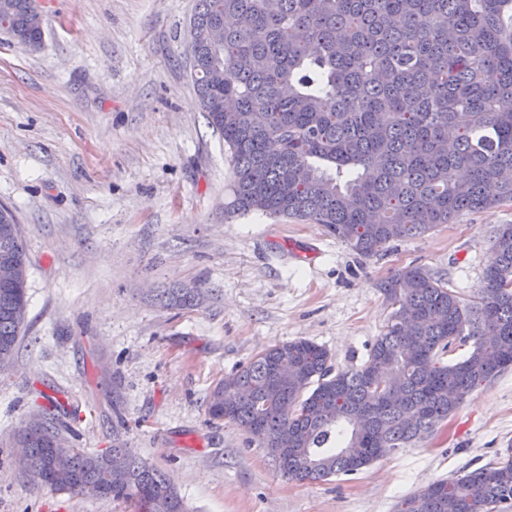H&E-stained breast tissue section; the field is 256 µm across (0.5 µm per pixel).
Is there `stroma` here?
<instances>
[{
  "mask_svg": "<svg viewBox=\"0 0 512 512\" xmlns=\"http://www.w3.org/2000/svg\"><path fill=\"white\" fill-rule=\"evenodd\" d=\"M40 48L0 33V206L29 255V305L0 372V512H135L56 493L15 462L56 405L75 447L121 438L185 512H393L404 497L512 448V369L433 434L324 482L288 480L206 398L257 353L307 339L362 366L390 314L378 284L416 265L476 296L512 202L363 258L319 224L228 208L234 169L190 77L197 0H37ZM197 282L171 309L163 289ZM200 288L196 284L169 289L165 294L167 306L177 309H192L198 305Z\"/></svg>",
  "mask_w": 512,
  "mask_h": 512,
  "instance_id": "stroma-1",
  "label": "stroma"
}]
</instances>
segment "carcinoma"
Listing matches in <instances>:
<instances>
[{"label":"carcinoma","mask_w":512,"mask_h":512,"mask_svg":"<svg viewBox=\"0 0 512 512\" xmlns=\"http://www.w3.org/2000/svg\"><path fill=\"white\" fill-rule=\"evenodd\" d=\"M36 0H0V32L37 48ZM189 51L208 125L234 167L230 208L310 221L371 257L388 243L512 201V0H198ZM467 301L420 266L381 283L390 317L360 367L294 340L210 390V419L242 428L295 481L353 475L432 433L512 367V224ZM29 260L0 208V365L24 323ZM197 285L166 292L198 305ZM468 347L444 361L454 343ZM288 355V370L279 367ZM236 402L224 411V394ZM21 471L54 491L184 512L176 488L118 439L89 453L41 420ZM512 512V448L439 480L397 512Z\"/></svg>","instance_id":"1"}]
</instances>
